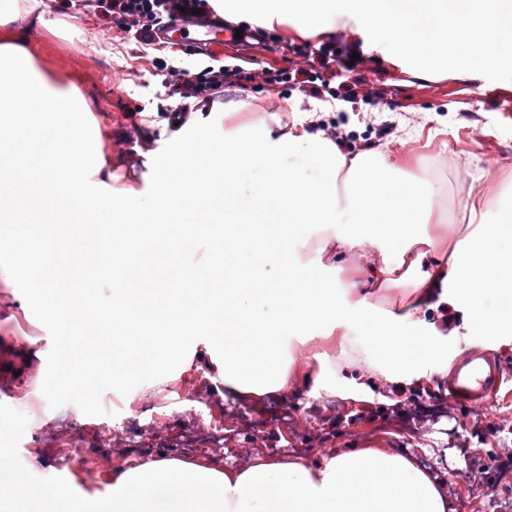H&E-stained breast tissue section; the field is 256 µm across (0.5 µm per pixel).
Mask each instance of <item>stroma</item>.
Segmentation results:
<instances>
[{"label":"stroma","mask_w":512,"mask_h":512,"mask_svg":"<svg viewBox=\"0 0 512 512\" xmlns=\"http://www.w3.org/2000/svg\"><path fill=\"white\" fill-rule=\"evenodd\" d=\"M54 0V30L37 34L33 46L38 65L49 76L76 86L102 131L105 153L112 157L115 188L141 190L154 201L161 180L177 175L171 159L191 136L208 131L214 137L239 131L260 137L278 123L302 125L309 132L333 126L343 129L339 150L345 156L367 151L390 154L397 170L429 181L433 221L419 225V235L438 248L450 249L470 229L464 203L474 178H483L487 219L512 203V116L498 97L512 92V82L495 81L487 96L469 97L472 78H417L405 66L370 51L336 25L344 45L361 56L354 75L377 84L386 103L377 107L343 97L317 98L296 83L271 85L255 80L214 90V101L243 102L240 112L209 115L198 110V98H181L165 85L170 67L192 71L206 56L220 62L236 57L286 70L293 66L288 47L317 49L321 34L306 33L288 23L268 26L250 18L233 22L250 32L242 43L227 42L201 55L195 44L171 51L168 44L143 52L133 34L113 29L95 0L64 8ZM280 97L275 112L261 109L266 96ZM184 109L181 120L173 112ZM331 274L349 304L375 276L367 254L337 250ZM20 272L0 270V449L12 458L0 483L25 491L23 512H38L28 491L56 484L74 500L91 501L112 493L110 465H137L159 457L180 460L217 458L248 465L254 454L269 458L298 455L310 462L351 448H386L410 455L429 469L448 496V512H512V378L498 397L471 408L452 406L444 393L450 370L470 350L499 359L512 371V343L474 334L453 307L425 310L438 333L448 339V355L427 377L397 390L378 377H362L348 358L362 349L363 330L350 320L341 335L309 343L338 388H307L259 401L223 398L208 377V367L184 375L152 398H145L150 376L126 388L103 385L85 393L57 380V362L68 341L62 324L28 304ZM42 353L29 358L30 350Z\"/></svg>","instance_id":"stroma-1"}]
</instances>
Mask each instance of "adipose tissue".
I'll return each instance as SVG.
<instances>
[{
  "instance_id": "adipose-tissue-1",
  "label": "adipose tissue",
  "mask_w": 512,
  "mask_h": 512,
  "mask_svg": "<svg viewBox=\"0 0 512 512\" xmlns=\"http://www.w3.org/2000/svg\"><path fill=\"white\" fill-rule=\"evenodd\" d=\"M47 0H0V27L19 36L49 27ZM308 144L323 169L316 184L298 182L281 165L287 151ZM177 180L147 208L141 194L112 190V160L98 123L72 87L51 82L32 55L0 46V224L18 228L0 241V266L31 270L33 300L65 325L74 347L61 373L85 390L102 378L124 388L152 373L163 392L207 361L226 394L259 399L298 391L306 380L288 352L291 340L332 337L351 317L367 327L359 368L391 383L424 377L445 352L417 310L443 284L466 307L480 336L512 335V209L480 221L467 246L411 283L414 308L352 314L336 284L310 270L286 246L314 228L335 227L338 245H414L415 229L432 221L419 177L396 176L387 157L341 154L322 135L295 128L251 140L245 135L186 140L174 156ZM265 170L250 194L239 191L249 162ZM247 254L246 265L226 256ZM104 258L120 271L111 305L89 315L80 272ZM280 264L277 279L263 267ZM97 512H447L437 482L410 458L365 448L310 464L258 457L234 468L217 459H154L112 468V495Z\"/></svg>"
}]
</instances>
